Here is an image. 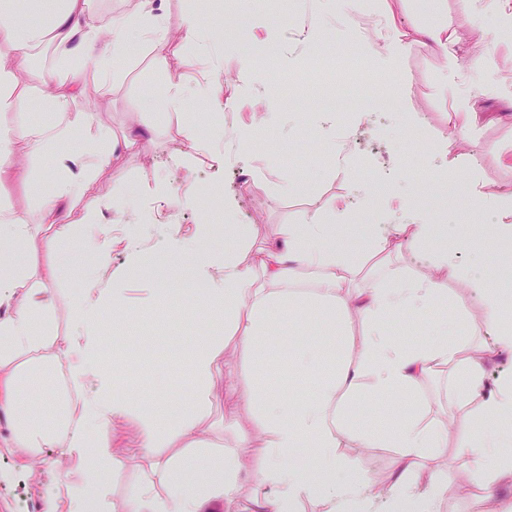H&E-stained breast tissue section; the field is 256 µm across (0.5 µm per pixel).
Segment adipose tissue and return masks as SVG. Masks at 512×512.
<instances>
[{
    "mask_svg": "<svg viewBox=\"0 0 512 512\" xmlns=\"http://www.w3.org/2000/svg\"><path fill=\"white\" fill-rule=\"evenodd\" d=\"M100 16V0H53L38 22L25 23L16 0H0V112L17 115L0 121V185L38 184L34 161L62 153L78 133L94 129L104 139L103 151L79 177L52 170L50 190L36 195L37 228L26 220V203L0 207V239L10 241L16 252L12 258L0 255V416L7 425L0 432V456L25 460L58 448L77 469L76 478L59 479L44 512H213L217 505L224 512H300L306 501L320 512H440L448 497L469 496L475 485L473 478L452 484L444 475L448 433L440 418L425 420L415 412L376 428L357 421L354 411L370 398L413 394L441 369L451 380L449 395L462 429L458 452L468 458L474 475L511 476L512 374L501 376L491 390L484 382L487 358L512 351L505 294L491 285L498 271L478 275L456 250L438 246L441 229L425 220L390 224L384 234L364 237L358 251L341 239L332 211L282 228L273 246L260 243L259 225H225L232 248L195 269L204 297L224 312V328L202 337L188 354L192 402L179 420L164 423L150 408L111 396L98 361L101 338L95 322L102 309L120 299L115 286L120 274L111 267L116 241L94 224L92 205L107 185L113 199L124 195L122 184L108 182L112 161L125 157L146 165L152 151L137 114H128L126 132L117 136L103 127L99 115L72 111L71 105L89 80L105 82L112 56L123 53L130 33L143 35L157 49L174 38L196 43L201 35L193 14L173 30L155 0H125L124 10L109 19L112 54L97 57ZM458 43L456 30L442 23L391 29L383 49L396 58L427 46L445 58L455 54ZM49 48L60 60L82 50L86 64L56 79L45 102L56 122L45 128L22 118L30 99L23 75L39 51ZM496 120L476 103L455 104L448 134L437 143L441 163L467 156L470 132ZM468 190L495 207L493 237L512 247V190L479 177ZM40 233L56 246L81 237L96 242L95 270L85 288L67 297L70 330L63 335L55 327L52 289L62 276L60 266L41 272L16 259ZM427 246L432 252L425 270L402 278L392 273V252ZM371 258L381 284L364 288V262ZM452 281L479 291V312H462L449 332L415 347L389 336L390 317L415 316L444 304ZM285 306L322 324L318 341L291 355L296 372L316 375L315 389L289 406L265 397L257 382L234 380V362L227 356L233 350L257 362L272 316ZM356 324L361 333L354 336L350 329ZM92 382L98 393L90 400L85 389ZM31 389L46 404L36 415L25 397ZM219 390L231 417L227 442L209 421ZM123 419L135 424L139 460L161 470L167 489L158 493L145 481L114 507L104 498L103 478L117 464L107 432ZM344 446L398 449L387 483L377 485L368 472L352 468L338 453ZM302 448L309 456L295 462ZM255 467L266 487L261 494L245 480Z\"/></svg>",
    "mask_w": 512,
    "mask_h": 512,
    "instance_id": "ef3b65f1",
    "label": "adipose tissue"
}]
</instances>
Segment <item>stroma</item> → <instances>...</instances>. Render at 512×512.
I'll return each mask as SVG.
<instances>
[{
  "mask_svg": "<svg viewBox=\"0 0 512 512\" xmlns=\"http://www.w3.org/2000/svg\"><path fill=\"white\" fill-rule=\"evenodd\" d=\"M188 9L204 34L201 43L162 52L134 34L125 55L112 65L107 83L112 88L111 125L119 127L126 113H140L154 134L156 164L142 168L128 162L111 168V179L129 189L130 203L119 211L106 199L95 210L96 223L118 230L113 269H121L135 252L147 265L168 260L180 282V291L160 294L149 276L124 280L121 300L96 322L102 362L117 395L149 405L166 422L178 419L193 399L191 385L183 380L186 350L215 328L216 310L197 298L192 287L197 264L231 247L224 224L262 225L273 241L281 225L305 224L317 213L335 212L337 223L350 231L373 227L382 214L393 211L407 220L423 216L445 225L444 243L459 249L462 261L491 265L497 260L491 236L497 213L466 190L475 173L512 188V121L476 132L470 156L448 169L432 162L434 142L447 133L446 113L454 102L476 96L484 111L512 113V37L504 36L499 25V0H446L440 14L432 11L429 0H406L395 24L432 25L445 19L455 26L459 54L448 61L422 47L394 62L373 53L361 22L369 14L383 15V0H250L243 10L233 0H167L168 26L178 27ZM285 13L318 25L326 49L323 60H315L314 49L282 30ZM475 16L491 32L478 46L469 37ZM273 34L279 38V53L272 63H245L244 53L235 49L240 41H263ZM318 62L335 80H349L362 99L360 110L337 113L331 128L323 124L314 83L302 79ZM205 73L213 76L215 87L202 97L197 88ZM174 77L182 79L184 92L181 105L171 109L166 101ZM387 81L397 90L398 106L380 112L379 87ZM104 86L88 82L75 111H100ZM257 96L278 118L244 141L237 130L250 124ZM178 124L196 132L218 126L210 141L223 151V166L207 154L187 163L173 158L165 132ZM240 172L246 182L237 180ZM234 192L238 202L225 210L224 199ZM166 211L181 236H192L200 224L214 225L217 231L170 253L168 228L157 220ZM96 258L89 239L57 249L40 240L27 255L29 264L41 270L67 262L68 272L56 284L59 333L69 330L66 297L82 287ZM479 306L476 290L452 283L446 305L418 319H392L389 332L412 345L442 331L460 310L474 313ZM319 329L316 320L297 317L289 308L278 311L266 346V390L280 403L311 393L309 379L288 380L286 351ZM134 445L130 424H115L112 446L124 463L118 475L106 480L108 501H121L148 478L144 462L128 457ZM342 455L354 467L371 470L383 484L396 451L349 447ZM73 470L72 461L56 448L24 461L0 456V512H41L52 475Z\"/></svg>",
  "mask_w": 512,
  "mask_h": 512,
  "instance_id": "1",
  "label": "stroma"
}]
</instances>
